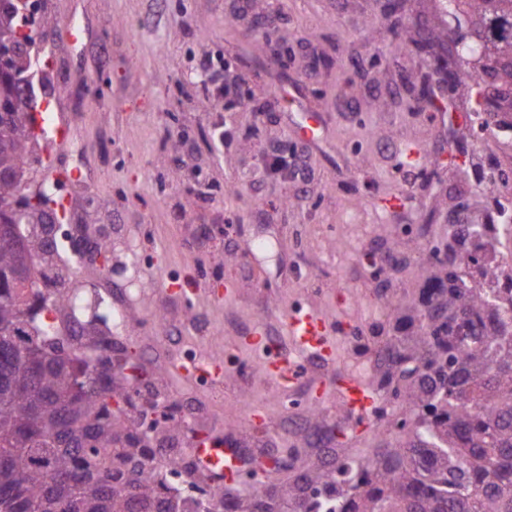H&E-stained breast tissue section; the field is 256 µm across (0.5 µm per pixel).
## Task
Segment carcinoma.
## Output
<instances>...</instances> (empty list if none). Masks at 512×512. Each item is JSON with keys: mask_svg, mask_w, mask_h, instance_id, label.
Wrapping results in <instances>:
<instances>
[{"mask_svg": "<svg viewBox=\"0 0 512 512\" xmlns=\"http://www.w3.org/2000/svg\"><path fill=\"white\" fill-rule=\"evenodd\" d=\"M471 37L456 40L461 59L477 52L495 61L512 54V0H483ZM17 0H0V41L14 46L12 67H31L37 40L16 29ZM482 124L499 123L490 111L494 84L476 78ZM0 512H198L169 494L150 461L139 460L127 480V452L143 439L119 440L112 417V334L59 336L52 313H76L73 295L46 288L35 261L57 253L58 221L48 196L22 185L23 167L37 141L41 103L18 96L0 75ZM37 224L27 250L14 227ZM417 316L418 332L398 336L393 365L419 363L401 388L408 412L401 445L336 455L333 468L308 466L288 480L281 512H512V287L475 293L456 282L430 292ZM442 321L426 324L435 305ZM88 381L78 391L72 380ZM224 512H253L255 500L224 498Z\"/></svg>", "mask_w": 512, "mask_h": 512, "instance_id": "carcinoma-1", "label": "carcinoma"}]
</instances>
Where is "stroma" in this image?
Listing matches in <instances>:
<instances>
[{
	"label": "stroma",
	"mask_w": 512,
	"mask_h": 512,
	"mask_svg": "<svg viewBox=\"0 0 512 512\" xmlns=\"http://www.w3.org/2000/svg\"><path fill=\"white\" fill-rule=\"evenodd\" d=\"M41 4L48 26L34 86L70 136L33 148L25 182L34 190L59 180L69 199V243L49 271L78 295L112 299L111 322L91 307L80 320L111 327L115 365L139 374L125 384L131 402L117 428L140 430L145 406H174L158 430L155 464L165 474L193 460L202 436L251 458L300 449L297 469L401 441L394 424L405 407L390 391L378 393L387 415L365 419L341 382L354 374L372 384L386 372L390 338L417 314L449 215L488 222L512 199V183L496 193L483 185L512 157L500 133L481 130L474 81L438 83L427 58L398 45L386 0ZM399 9L408 38L443 52L451 32L470 31L476 6L463 0L453 16L446 0H401ZM262 17L289 49L287 70L271 64L255 26ZM203 51L223 64L237 95L203 89ZM427 84L438 107L407 110L404 100ZM306 105L322 114L321 140L300 130ZM285 142L304 157L303 177L262 166ZM406 144L431 151L426 173L399 170ZM101 243L105 251L89 260ZM384 250L406 263L371 276L361 258ZM476 252L473 240L457 247L463 280L500 287L501 253L468 263ZM184 279L195 292H169V281ZM297 305L334 325L336 359L308 362L292 385H279L246 339L265 319L271 343L292 357L286 317ZM200 357L222 363L221 385L178 374Z\"/></svg>",
	"instance_id": "1"
}]
</instances>
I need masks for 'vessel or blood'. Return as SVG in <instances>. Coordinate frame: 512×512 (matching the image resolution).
Returning <instances> with one entry per match:
<instances>
[{
  "label": "vessel or blood",
  "instance_id": "obj_1",
  "mask_svg": "<svg viewBox=\"0 0 512 512\" xmlns=\"http://www.w3.org/2000/svg\"><path fill=\"white\" fill-rule=\"evenodd\" d=\"M286 327L294 345V356L282 358L279 352L271 348L265 338L263 324H256L251 343L259 348L263 361L272 372L277 383L293 382L301 374L300 361L308 359L325 363L333 358L332 338L328 334L327 321L314 309L298 308L289 313ZM181 374L189 378H207L212 384H219L221 377L217 366L210 361L192 362L181 365ZM348 394L361 413H368L376 397L367 384L358 378H350L347 384ZM202 466L218 480L233 479L235 460L233 449L214 447L211 441L198 442L194 450Z\"/></svg>",
  "mask_w": 512,
  "mask_h": 512
}]
</instances>
